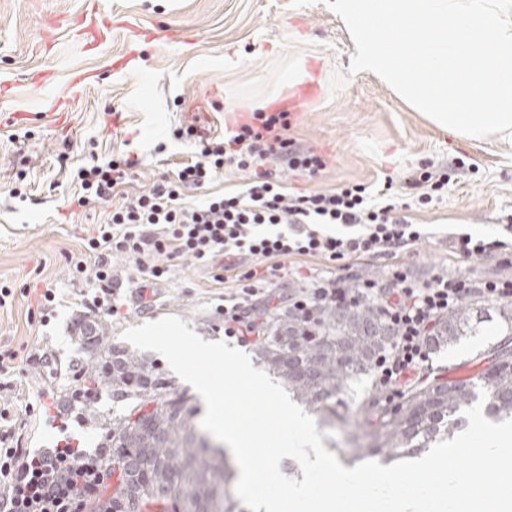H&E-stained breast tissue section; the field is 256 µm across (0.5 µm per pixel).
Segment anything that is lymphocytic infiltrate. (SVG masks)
<instances>
[{"label":"lymphocytic infiltrate","instance_id":"f902f5d3","mask_svg":"<svg viewBox=\"0 0 512 512\" xmlns=\"http://www.w3.org/2000/svg\"><path fill=\"white\" fill-rule=\"evenodd\" d=\"M286 127V113L255 112L222 137L202 134L194 125L175 128L174 139L193 142V156L131 197L122 193L138 165L130 155L94 154L71 169L70 204L103 215L82 237L80 251L66 256L72 283L92 287L88 294L78 289L74 297L86 315L116 317L122 304L113 257L132 263L144 286L168 280L175 265H196L209 270L215 284L232 280L217 310L224 315L225 336L248 345L260 335L251 315L254 302L281 277L283 260L318 258L326 270L299 275L290 308L309 320L324 306L377 304L395 336L373 366L374 384L399 393L428 369L435 323L467 300L511 301L512 278L475 280L441 272L422 286L393 263L387 287L373 279L344 285L333 276V265L393 258L421 240L422 231L398 215L388 181L373 196L361 184L330 191L285 187L265 169L267 160L285 161L308 179L325 166L320 155L285 136ZM228 165L248 172L244 190L211 192ZM333 224L342 233L330 232ZM451 248L465 259L497 256L510 265L512 225L493 237L459 235ZM27 424V414L0 407V512H84L99 501L102 454L67 438L45 450L26 447Z\"/></svg>","mask_w":512,"mask_h":512}]
</instances>
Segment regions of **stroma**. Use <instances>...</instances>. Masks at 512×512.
Listing matches in <instances>:
<instances>
[{
    "label": "stroma",
    "mask_w": 512,
    "mask_h": 512,
    "mask_svg": "<svg viewBox=\"0 0 512 512\" xmlns=\"http://www.w3.org/2000/svg\"><path fill=\"white\" fill-rule=\"evenodd\" d=\"M353 46L344 24L315 0L305 7L291 0H0V284L14 288L0 307V347L49 346L61 364L79 361L73 333L75 305L58 307L48 325L29 314L30 289L71 285L67 252L78 249L82 228L94 214L71 223L70 188L60 173L58 154L79 161L98 143L100 151L138 155L141 164L124 188L136 194L191 156V145L173 139L174 128L196 125L221 135L268 112L273 102L313 81L310 102L289 108V137L325 160L313 180L269 162L288 185L331 190L360 183L369 189L392 178L403 193L407 177L424 164L448 172L449 183L426 206L412 208L423 238L397 260L418 283L439 271L465 277L512 275V265L495 257L465 260L450 248L453 236L502 232L512 215V153L495 139H462L429 122L401 101L378 77L349 74ZM348 73L331 92L333 72ZM69 95L58 111L44 101ZM118 108L112 119L109 108ZM164 152H157V145ZM24 176L27 200L3 192ZM112 268L127 303L118 318L102 317L98 327L107 345L127 348L125 329L164 316H177L206 340L224 337V319L215 312L222 286L207 270L175 266L170 279L138 291L134 272L123 258ZM483 333L431 356L428 381L451 379L453 372L485 369L506 336L499 328L498 303L479 302ZM14 372L21 383L17 408L38 404L45 389L54 400L37 413L26 443L53 445L63 435L95 450L104 440L99 416L121 408L99 395L80 410L82 420L60 431L68 418L70 382L18 357Z\"/></svg>",
    "instance_id": "obj_1"
}]
</instances>
